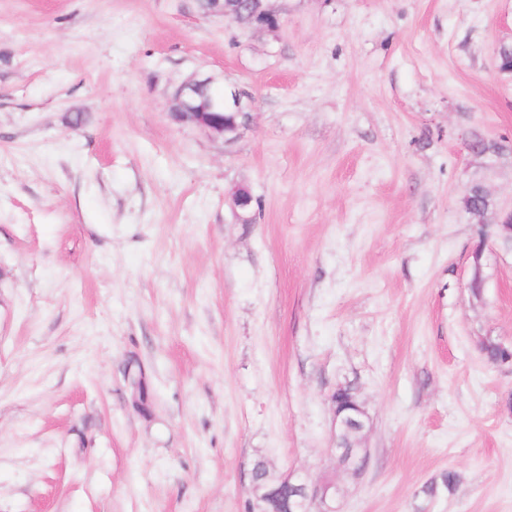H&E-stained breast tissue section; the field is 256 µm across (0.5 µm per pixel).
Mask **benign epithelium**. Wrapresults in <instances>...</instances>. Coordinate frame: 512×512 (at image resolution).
I'll return each mask as SVG.
<instances>
[{
	"label": "benign epithelium",
	"mask_w": 512,
	"mask_h": 512,
	"mask_svg": "<svg viewBox=\"0 0 512 512\" xmlns=\"http://www.w3.org/2000/svg\"><path fill=\"white\" fill-rule=\"evenodd\" d=\"M209 13L258 30L273 31L280 26L279 14L270 5V0H210ZM210 82L208 77H196L181 84L171 96V116L179 123L193 125L213 135H234L242 123L234 121L227 124L225 114L244 118L245 93L238 90L229 97L222 94L206 100L204 94ZM231 196L237 219L249 221L253 202L250 191L238 186L233 189ZM287 483L292 497V502L288 504L290 512H311L313 507L318 512H339L335 484L328 481L308 484L290 479Z\"/></svg>",
	"instance_id": "1"
}]
</instances>
